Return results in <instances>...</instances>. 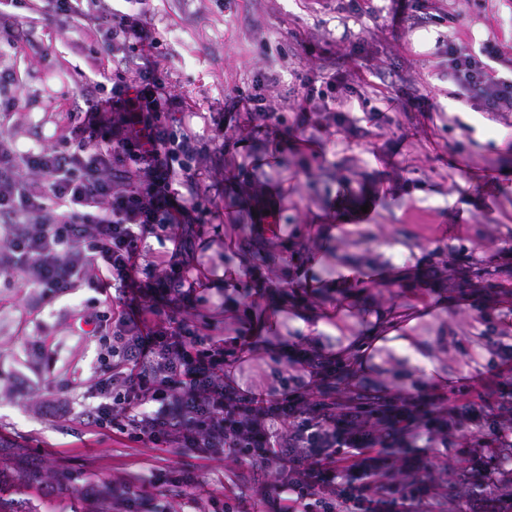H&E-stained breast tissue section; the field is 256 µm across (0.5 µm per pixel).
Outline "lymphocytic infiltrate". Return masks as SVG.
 Instances as JSON below:
<instances>
[{
  "instance_id": "f902f5d3",
  "label": "lymphocytic infiltrate",
  "mask_w": 512,
  "mask_h": 512,
  "mask_svg": "<svg viewBox=\"0 0 512 512\" xmlns=\"http://www.w3.org/2000/svg\"><path fill=\"white\" fill-rule=\"evenodd\" d=\"M135 2L139 11L128 14L103 0H41L43 19H86L102 53L121 64L110 95L84 88L85 109L71 114L68 136L24 152L0 136V273L20 272L45 300L88 282L112 295L95 317L100 402L84 424L233 461L223 492L207 494L208 512H448L447 476L434 475L430 449L407 443L447 436L459 409L490 425L488 468L459 472L484 485L468 512H512L503 491L512 472L495 465L512 447V423L495 413L502 377L512 373L511 345L499 344L484 391L458 392L451 403L372 389L353 364L316 349L281 352L276 386H243L235 371L258 337L196 326L211 276L198 259L212 216L200 191L204 146L155 57L158 40L146 36V0ZM437 53L448 60L456 98L512 112V77L496 70L507 61L503 43L476 50L451 40ZM335 87L355 92L346 74H301L284 95L300 126L328 111L326 91ZM151 235L167 249L149 255ZM338 379L344 388L335 393Z\"/></svg>"
}]
</instances>
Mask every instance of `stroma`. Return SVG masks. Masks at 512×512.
I'll use <instances>...</instances> for the list:
<instances>
[{
	"mask_svg": "<svg viewBox=\"0 0 512 512\" xmlns=\"http://www.w3.org/2000/svg\"><path fill=\"white\" fill-rule=\"evenodd\" d=\"M410 2L402 11L394 0H334L325 12L309 0H149V8L158 58L195 110L187 125L207 145H226L223 161H200L217 213L205 227L202 260L215 274L201 314L227 297L256 299V279L227 281L223 273L258 260L277 278L323 284L307 297L286 289L257 298L276 323L269 338L330 352L343 345L336 322L360 336L371 318L396 316L445 384L390 354L361 378L391 394L449 395L477 386L496 344L512 343V112H481L453 99L436 49L451 37L477 47L494 35L512 46V0ZM16 14L21 36L0 47V71L21 105L0 112V134L15 135L25 150L66 133L81 81L100 75L87 59L88 21L49 23L26 8ZM309 68L347 71L357 90L339 111L313 115L307 131L324 141L323 156L295 149L297 115L285 105L276 114L278 166H258L261 142L214 125L232 88L248 91L258 80L273 99ZM253 178L288 192L241 195V181ZM254 222L267 227L262 240L244 236L225 248L234 225ZM344 265L358 286L337 287ZM29 294L0 289V444L21 449L22 466H36L38 477H1L0 512H112V488L167 465L194 471L201 489L221 490L223 460L148 448L84 425L83 411L97 404V343L84 318L105 310L104 297L83 287L35 307ZM304 313L326 320L327 330L298 325ZM20 381L26 390L9 392ZM56 397L70 402L71 415H40L38 403ZM487 429L464 419L446 443H435L437 462L454 468L477 457ZM89 485L96 495H83ZM198 491L156 486L132 512H195Z\"/></svg>",
	"mask_w": 512,
	"mask_h": 512,
	"instance_id": "1",
	"label": "stroma"
}]
</instances>
